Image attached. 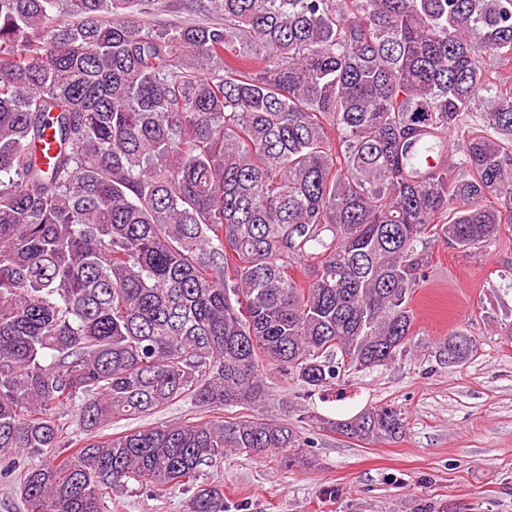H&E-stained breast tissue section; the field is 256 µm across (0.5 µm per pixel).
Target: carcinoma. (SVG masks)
<instances>
[{
	"instance_id": "obj_1",
	"label": "carcinoma",
	"mask_w": 512,
	"mask_h": 512,
	"mask_svg": "<svg viewBox=\"0 0 512 512\" xmlns=\"http://www.w3.org/2000/svg\"><path fill=\"white\" fill-rule=\"evenodd\" d=\"M145 2L0 0V476L24 512H103L131 480L224 512V452L311 468L262 413L100 433L186 396L259 408L267 366L308 397L410 355L426 245L512 226V0H208L174 27ZM456 344L450 367L477 352ZM312 419L404 431L389 405Z\"/></svg>"
}]
</instances>
